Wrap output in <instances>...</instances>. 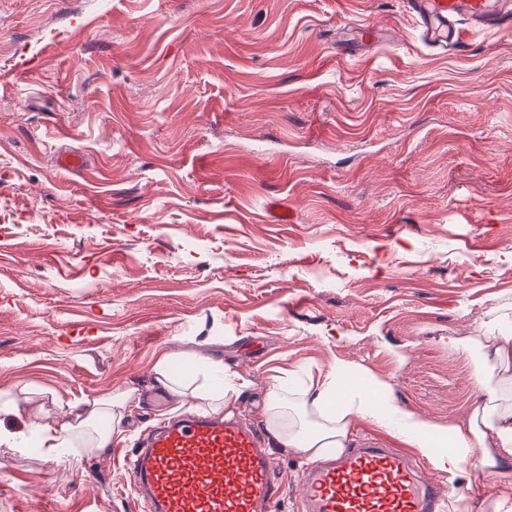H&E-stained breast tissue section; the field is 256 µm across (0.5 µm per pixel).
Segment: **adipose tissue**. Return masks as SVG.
Instances as JSON below:
<instances>
[{
	"instance_id": "obj_1",
	"label": "adipose tissue",
	"mask_w": 512,
	"mask_h": 512,
	"mask_svg": "<svg viewBox=\"0 0 512 512\" xmlns=\"http://www.w3.org/2000/svg\"><path fill=\"white\" fill-rule=\"evenodd\" d=\"M512 322V312L497 314L481 335L467 340L449 337L448 346L475 352L480 395L473 401L467 425L440 428L420 414L397 406L383 385L362 386L353 380L349 366L304 383L298 401L286 404L281 377H272L265 404L266 427L275 444L313 461L331 448H343L351 423L360 419L415 449L448 480V512H512V482L490 486L486 493H473L460 480L465 464L479 456L483 469L512 473V335L500 326ZM155 379L173 395H192L198 406L216 410L244 388L236 373L223 363L202 359L197 373L202 388L185 392L168 372L166 359L154 367ZM133 400L124 391L94 400L89 411L75 412L55 430L39 433L46 456L81 446L102 453L126 437L124 416Z\"/></svg>"
}]
</instances>
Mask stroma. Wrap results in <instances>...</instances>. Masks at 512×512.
<instances>
[{"instance_id":"1","label":"stroma","mask_w":512,"mask_h":512,"mask_svg":"<svg viewBox=\"0 0 512 512\" xmlns=\"http://www.w3.org/2000/svg\"><path fill=\"white\" fill-rule=\"evenodd\" d=\"M356 25L386 38L338 50ZM511 303L512 32L432 48L403 0H0V390L36 431L138 394L104 453L0 454V512H135L124 454L190 410L164 354L235 371L261 430L271 376L340 362L464 423L448 339ZM271 457L298 512L301 458ZM155 380L163 387L169 390L173 395L184 399L187 396V391L181 383L175 381L168 373L167 358L163 357L157 361L154 367Z\"/></svg>"}]
</instances>
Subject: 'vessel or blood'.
Segmentation results:
<instances>
[{
    "mask_svg": "<svg viewBox=\"0 0 512 512\" xmlns=\"http://www.w3.org/2000/svg\"><path fill=\"white\" fill-rule=\"evenodd\" d=\"M406 8L436 47L459 45L466 23L512 29V0H406ZM121 469L142 512H271L282 494L261 433L222 416L161 422ZM300 484L301 512H442L439 484L393 448L328 451Z\"/></svg>",
    "mask_w": 512,
    "mask_h": 512,
    "instance_id": "obj_1",
    "label": "vessel or blood"
}]
</instances>
